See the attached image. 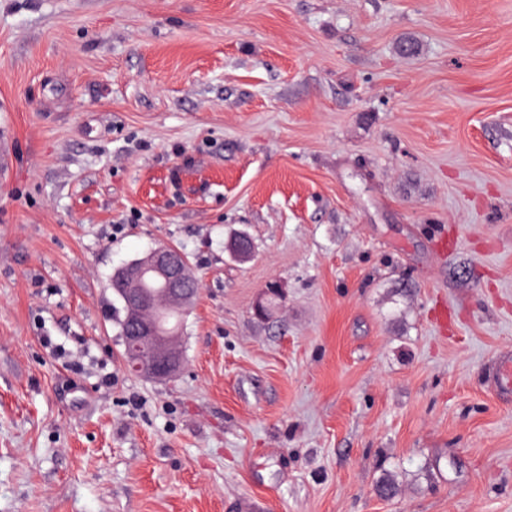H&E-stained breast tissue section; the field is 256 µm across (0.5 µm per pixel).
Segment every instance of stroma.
<instances>
[{
    "label": "stroma",
    "instance_id": "stroma-1",
    "mask_svg": "<svg viewBox=\"0 0 512 512\" xmlns=\"http://www.w3.org/2000/svg\"><path fill=\"white\" fill-rule=\"evenodd\" d=\"M505 356L512 0H0V512H512ZM113 279L124 286L121 295L128 324L124 336L125 317L117 323L125 346L126 369L154 380L172 378L183 363L179 330L182 320L177 310L184 314L200 290L187 256L175 246L159 245L118 269ZM148 285L158 288L159 302L169 307L161 308L158 318L177 330L164 329L157 319L149 317L152 301L142 289Z\"/></svg>",
    "mask_w": 512,
    "mask_h": 512
}]
</instances>
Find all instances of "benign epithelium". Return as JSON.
Returning <instances> with one entry per match:
<instances>
[{"label":"benign epithelium","mask_w":512,"mask_h":512,"mask_svg":"<svg viewBox=\"0 0 512 512\" xmlns=\"http://www.w3.org/2000/svg\"><path fill=\"white\" fill-rule=\"evenodd\" d=\"M113 279L123 285L128 324L123 336L126 369L154 380L172 378L183 363L181 331L167 330L149 317L152 301L143 288H158L161 304L185 312L200 290L187 256L175 246L159 245L118 269Z\"/></svg>","instance_id":"benign-epithelium-1"}]
</instances>
